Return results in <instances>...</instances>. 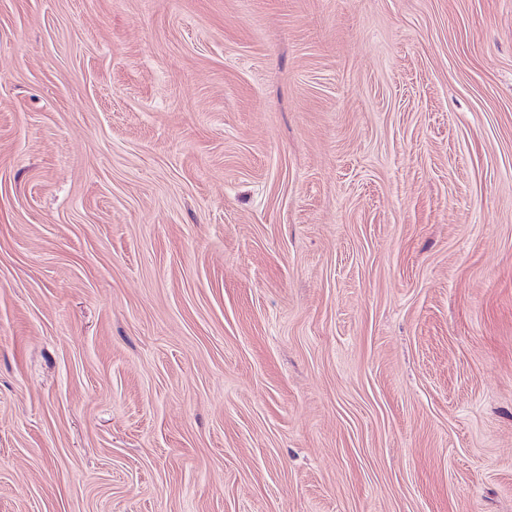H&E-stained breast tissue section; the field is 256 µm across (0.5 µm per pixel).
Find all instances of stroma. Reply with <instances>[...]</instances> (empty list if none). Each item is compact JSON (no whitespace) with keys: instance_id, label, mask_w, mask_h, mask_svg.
Segmentation results:
<instances>
[{"instance_id":"1","label":"stroma","mask_w":512,"mask_h":512,"mask_svg":"<svg viewBox=\"0 0 512 512\" xmlns=\"http://www.w3.org/2000/svg\"><path fill=\"white\" fill-rule=\"evenodd\" d=\"M0 512H512V0H0Z\"/></svg>"}]
</instances>
